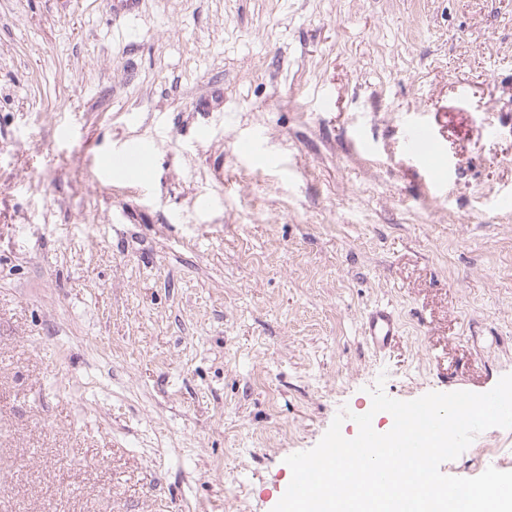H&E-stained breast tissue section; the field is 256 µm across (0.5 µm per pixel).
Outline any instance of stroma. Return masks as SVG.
<instances>
[{"label": "stroma", "instance_id": "obj_1", "mask_svg": "<svg viewBox=\"0 0 512 512\" xmlns=\"http://www.w3.org/2000/svg\"><path fill=\"white\" fill-rule=\"evenodd\" d=\"M509 373L512 0H0V512H272L375 385ZM405 139L410 147L427 146L430 154H442V147L438 140L433 136L429 126L422 122L412 123L408 126L405 133ZM146 150L147 146L143 143H130L123 152L113 158L112 165L117 170L136 169ZM399 333L400 327L396 315L384 306L371 310L363 323V334L375 353L388 351L397 336H400Z\"/></svg>", "mask_w": 512, "mask_h": 512}]
</instances>
